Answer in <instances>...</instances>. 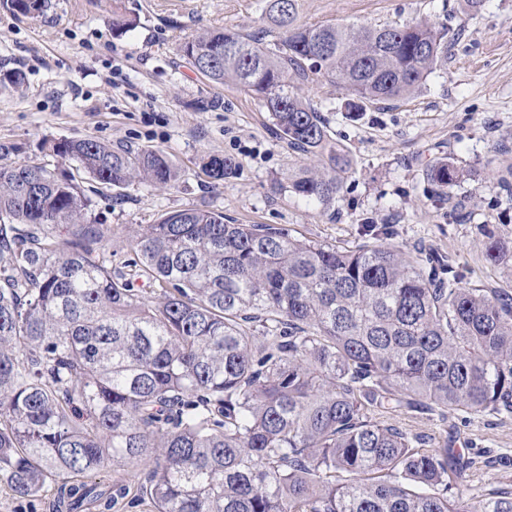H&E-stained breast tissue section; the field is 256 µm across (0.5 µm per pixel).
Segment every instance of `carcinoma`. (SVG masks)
Masks as SVG:
<instances>
[{
  "label": "carcinoma",
  "mask_w": 512,
  "mask_h": 512,
  "mask_svg": "<svg viewBox=\"0 0 512 512\" xmlns=\"http://www.w3.org/2000/svg\"><path fill=\"white\" fill-rule=\"evenodd\" d=\"M29 17L46 0H10ZM275 39L212 29L181 51L212 83L263 101L280 135L322 168L293 193L330 209L350 161L290 82L328 81L348 114L410 96L448 61L429 22H298L297 0H267ZM52 152L102 185L165 187L158 149L63 139ZM0 150V483L53 490L52 512H512V488L463 499L476 460L427 448L386 417L406 411L512 416V294L437 278L433 261L369 241L340 248L281 225L230 224L190 207L130 240L111 269L109 235L86 223L75 178ZM236 163L211 156L208 177ZM450 157L426 164L438 191L470 179ZM59 227L68 229L61 238ZM485 253L512 262L489 230ZM158 294L142 295L136 281ZM148 464L138 489L96 481L107 464Z\"/></svg>",
  "instance_id": "carcinoma-1"
}]
</instances>
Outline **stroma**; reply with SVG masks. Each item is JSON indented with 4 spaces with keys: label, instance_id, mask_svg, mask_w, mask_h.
<instances>
[{
    "label": "stroma",
    "instance_id": "stroma-1",
    "mask_svg": "<svg viewBox=\"0 0 512 512\" xmlns=\"http://www.w3.org/2000/svg\"><path fill=\"white\" fill-rule=\"evenodd\" d=\"M265 0H47L37 18L0 5V74L17 71L19 90H0V146L13 160L62 167L43 140L93 138L112 147L160 149L181 175L172 186L113 188L83 171L74 177L91 200L89 223L112 235L110 261L121 269L139 226L165 213L200 207L235 224L283 225L292 234L351 247L366 225H387L392 244L449 260L464 286L512 292V271L485 258L484 233L512 239V194L501 179L512 163V0H486L465 11L460 0H299L303 23L343 26L448 24L447 64L409 98L344 112L336 84H298L318 108L351 167L332 212L288 192L304 161L273 125L261 102L233 86L202 78L181 53L185 38L209 28L262 37ZM136 22L118 34L115 14ZM217 155L235 173L213 182L202 169ZM452 157L469 180L436 194L423 175L437 157ZM393 423L428 447L478 453L459 478L466 498L512 487V417L487 412L398 413Z\"/></svg>",
    "mask_w": 512,
    "mask_h": 512
}]
</instances>
